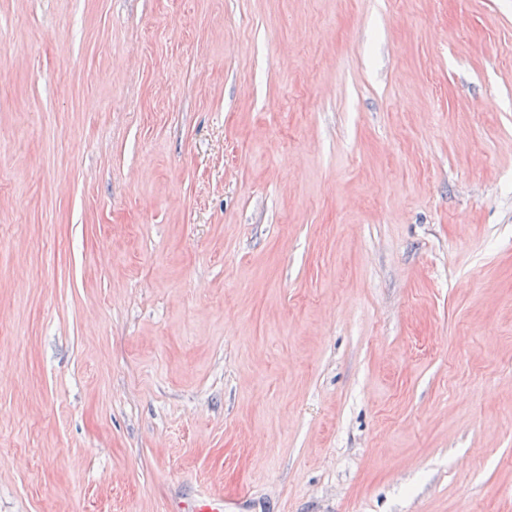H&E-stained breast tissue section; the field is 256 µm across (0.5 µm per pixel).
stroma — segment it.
I'll use <instances>...</instances> for the list:
<instances>
[{
	"label": "stroma",
	"mask_w": 512,
	"mask_h": 512,
	"mask_svg": "<svg viewBox=\"0 0 512 512\" xmlns=\"http://www.w3.org/2000/svg\"><path fill=\"white\" fill-rule=\"evenodd\" d=\"M512 512V0H0V512Z\"/></svg>",
	"instance_id": "1"
}]
</instances>
